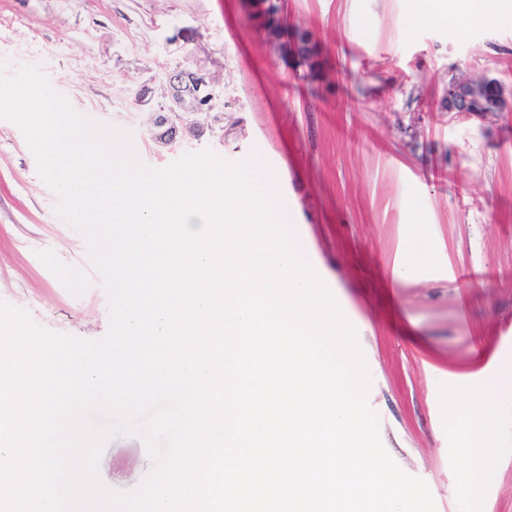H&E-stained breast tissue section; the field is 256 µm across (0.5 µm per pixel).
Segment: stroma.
<instances>
[{
    "label": "stroma",
    "instance_id": "35a3bbf8",
    "mask_svg": "<svg viewBox=\"0 0 512 512\" xmlns=\"http://www.w3.org/2000/svg\"><path fill=\"white\" fill-rule=\"evenodd\" d=\"M282 57L241 0H0V60L35 65L79 113L128 129L141 160L188 151L287 170L277 203L336 285L370 376L381 441L423 479L437 512H471L462 438L442 406L512 357V22L461 17L457 35L412 0H279ZM205 73L214 108L153 137L164 78ZM496 82L503 112L450 110L457 81ZM145 100H138V93ZM21 129L0 119V302L87 340L109 329V303L82 235L59 218ZM421 225L438 268L392 270ZM499 453L488 512H512V402L495 418ZM152 467L136 436L111 439L99 475L115 490Z\"/></svg>",
    "mask_w": 512,
    "mask_h": 512
}]
</instances>
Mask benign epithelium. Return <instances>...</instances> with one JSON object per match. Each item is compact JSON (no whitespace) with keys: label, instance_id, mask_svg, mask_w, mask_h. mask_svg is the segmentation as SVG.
<instances>
[{"label":"benign epithelium","instance_id":"benign-epithelium-1","mask_svg":"<svg viewBox=\"0 0 512 512\" xmlns=\"http://www.w3.org/2000/svg\"><path fill=\"white\" fill-rule=\"evenodd\" d=\"M168 103L160 106L157 117L156 140L169 142L175 138V121L185 114L202 111L213 99L209 81L198 72L181 70L169 75L167 81ZM448 98L460 112H496L502 110L503 98L498 85L489 80L465 81L448 89Z\"/></svg>","mask_w":512,"mask_h":512}]
</instances>
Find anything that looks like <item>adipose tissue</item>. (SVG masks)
Returning a JSON list of instances; mask_svg holds the SVG:
<instances>
[{"mask_svg": "<svg viewBox=\"0 0 512 512\" xmlns=\"http://www.w3.org/2000/svg\"><path fill=\"white\" fill-rule=\"evenodd\" d=\"M508 400H512V360L502 361L479 385L448 394V416L459 421L464 430L463 484L473 512H485L480 489L490 480L496 458L497 436L491 415Z\"/></svg>", "mask_w": 512, "mask_h": 512, "instance_id": "1", "label": "adipose tissue"}]
</instances>
